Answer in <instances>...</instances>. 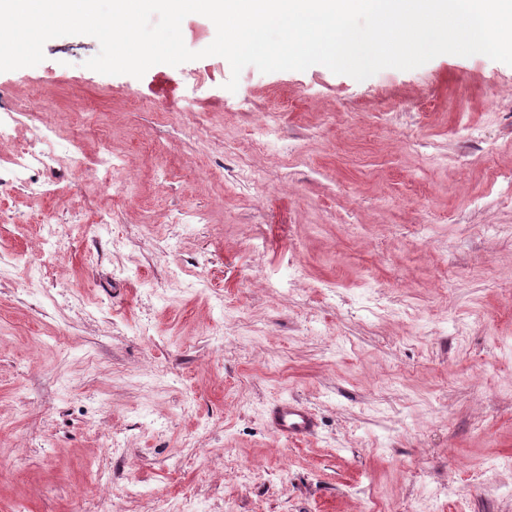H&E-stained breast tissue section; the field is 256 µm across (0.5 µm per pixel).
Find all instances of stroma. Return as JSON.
Returning <instances> with one entry per match:
<instances>
[{"label":"stroma","instance_id":"stroma-1","mask_svg":"<svg viewBox=\"0 0 512 512\" xmlns=\"http://www.w3.org/2000/svg\"><path fill=\"white\" fill-rule=\"evenodd\" d=\"M99 49L0 72L16 144L51 120L130 173L0 200L25 218L0 222V512H104L101 479L155 490L142 512H512V66H249L232 92L219 56L138 79L86 68ZM269 110L264 192L240 159ZM50 210L82 219L35 281ZM285 399L308 441L271 431ZM254 143L261 155H275L281 150V138L278 134L277 122L272 113H266L255 128ZM272 431L285 438L304 440L312 437L317 428L314 414L298 401L288 400L275 404L269 415Z\"/></svg>","mask_w":512,"mask_h":512}]
</instances>
